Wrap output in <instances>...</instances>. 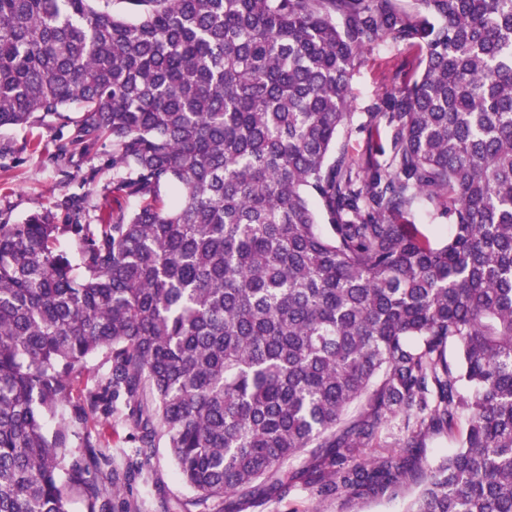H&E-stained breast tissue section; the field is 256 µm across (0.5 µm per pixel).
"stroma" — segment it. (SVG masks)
Listing matches in <instances>:
<instances>
[{
    "mask_svg": "<svg viewBox=\"0 0 512 512\" xmlns=\"http://www.w3.org/2000/svg\"><path fill=\"white\" fill-rule=\"evenodd\" d=\"M419 52L406 42L386 43L363 54L349 81L352 119L341 130L336 146L359 162L372 155L363 129L373 107L401 87L412 74ZM71 127L49 119L31 127H0V224H20L34 212L53 213L59 224H94L102 212L131 211L140 197L116 190L110 144H71ZM69 143L65 160H58V147ZM431 244L446 242L452 225L439 216L427 199L418 200L403 215ZM111 428L105 429L97 447L102 471L114 470L122 477L123 492L105 494L104 512H163V503H188L191 490L176 477L166 448H158L147 465H140L132 435L134 428L123 403L112 410ZM410 489L378 499L349 498L323 502L302 485L285 499L271 498L247 512H405Z\"/></svg>",
    "mask_w": 512,
    "mask_h": 512,
    "instance_id": "1",
    "label": "stroma"
}]
</instances>
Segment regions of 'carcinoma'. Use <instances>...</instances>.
<instances>
[{"mask_svg":"<svg viewBox=\"0 0 512 512\" xmlns=\"http://www.w3.org/2000/svg\"><path fill=\"white\" fill-rule=\"evenodd\" d=\"M388 39L418 62L369 113L391 154L360 173L336 138L355 61ZM71 110L70 143H110L143 203L0 224V512L120 493L64 469L96 461L90 437L45 431L119 396L141 462L165 444L198 512L299 483L512 512V0H0V127ZM422 197L452 220L441 246L397 222ZM99 353L105 382L73 400ZM397 414L398 447L366 456ZM435 432L458 447L428 467Z\"/></svg>","mask_w":512,"mask_h":512,"instance_id":"cac0c4a2","label":"carcinoma"}]
</instances>
